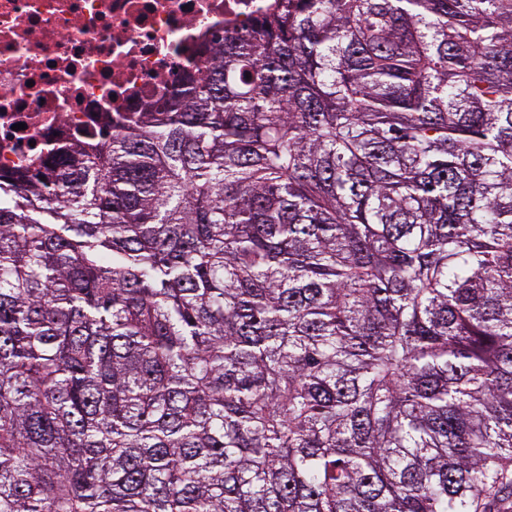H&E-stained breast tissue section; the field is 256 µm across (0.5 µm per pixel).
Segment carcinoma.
I'll use <instances>...</instances> for the list:
<instances>
[{
	"label": "carcinoma",
	"instance_id": "carcinoma-1",
	"mask_svg": "<svg viewBox=\"0 0 512 512\" xmlns=\"http://www.w3.org/2000/svg\"><path fill=\"white\" fill-rule=\"evenodd\" d=\"M0 184V512H512V0H280Z\"/></svg>",
	"mask_w": 512,
	"mask_h": 512
}]
</instances>
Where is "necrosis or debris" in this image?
<instances>
[{"mask_svg": "<svg viewBox=\"0 0 512 512\" xmlns=\"http://www.w3.org/2000/svg\"><path fill=\"white\" fill-rule=\"evenodd\" d=\"M278 0H0V176L62 167L121 112L206 70L213 34L257 35Z\"/></svg>", "mask_w": 512, "mask_h": 512, "instance_id": "1", "label": "necrosis or debris"}]
</instances>
